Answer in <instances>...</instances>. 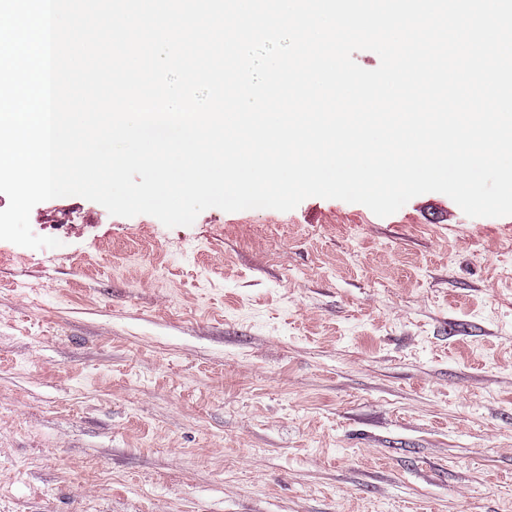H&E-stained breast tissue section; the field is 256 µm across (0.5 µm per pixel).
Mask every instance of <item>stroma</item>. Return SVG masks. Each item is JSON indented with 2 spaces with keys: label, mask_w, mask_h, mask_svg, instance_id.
Returning a JSON list of instances; mask_svg holds the SVG:
<instances>
[{
  "label": "stroma",
  "mask_w": 512,
  "mask_h": 512,
  "mask_svg": "<svg viewBox=\"0 0 512 512\" xmlns=\"http://www.w3.org/2000/svg\"><path fill=\"white\" fill-rule=\"evenodd\" d=\"M0 241V512H512V216L431 192Z\"/></svg>",
  "instance_id": "35a3bbf8"
}]
</instances>
